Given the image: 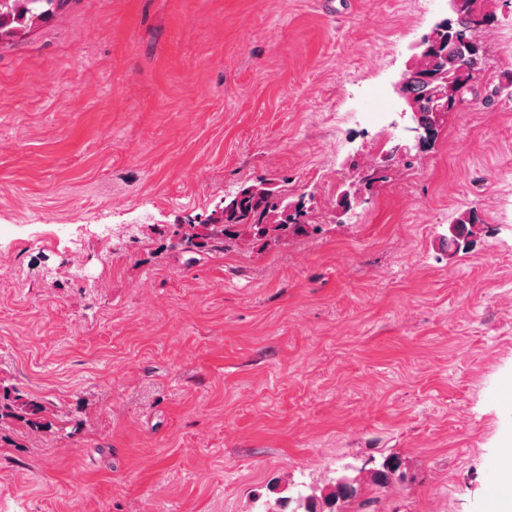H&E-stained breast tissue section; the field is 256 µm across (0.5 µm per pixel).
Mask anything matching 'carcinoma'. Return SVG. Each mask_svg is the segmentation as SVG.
<instances>
[{"label":"carcinoma","instance_id":"1","mask_svg":"<svg viewBox=\"0 0 512 512\" xmlns=\"http://www.w3.org/2000/svg\"><path fill=\"white\" fill-rule=\"evenodd\" d=\"M71 0H0V40L10 38L21 30L32 29L62 11ZM477 22L470 12L456 15V19L443 25V37L438 51L434 71L452 76L456 73L454 57L447 53L448 36L456 39L479 37ZM236 205L224 215L221 224H188L184 227L181 242L189 249H221L228 240H236L246 247L255 240L279 236L286 232H306L299 216L286 213V190L272 182L259 181L243 185L237 191ZM477 217L471 211H464L454 218V224L461 235H474ZM42 403L26 398L19 392L0 387V424L19 422L31 431L46 427ZM399 461L386 458L371 477L372 485L378 489L390 487L398 477ZM296 507L292 512H317V506L326 507V512H384L381 498L368 488L355 482L337 485L331 492L320 497L315 494L298 492L293 499Z\"/></svg>","mask_w":512,"mask_h":512}]
</instances>
